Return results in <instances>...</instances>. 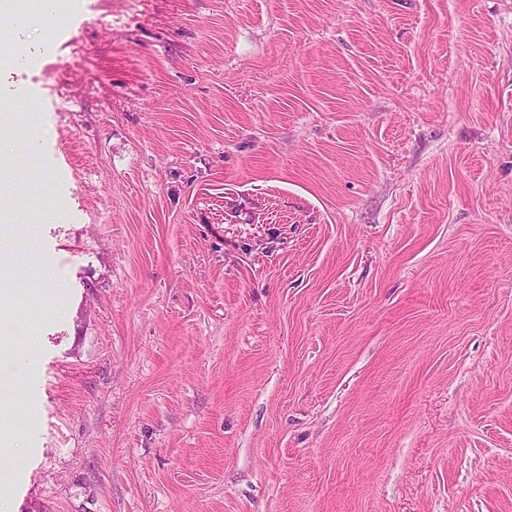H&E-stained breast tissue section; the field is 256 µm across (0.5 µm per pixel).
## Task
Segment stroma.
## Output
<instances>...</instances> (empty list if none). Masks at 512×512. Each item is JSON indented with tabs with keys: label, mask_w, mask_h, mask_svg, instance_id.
<instances>
[{
	"label": "stroma",
	"mask_w": 512,
	"mask_h": 512,
	"mask_svg": "<svg viewBox=\"0 0 512 512\" xmlns=\"http://www.w3.org/2000/svg\"><path fill=\"white\" fill-rule=\"evenodd\" d=\"M0 98L10 512H512V0H30Z\"/></svg>",
	"instance_id": "35a3bbf8"
}]
</instances>
